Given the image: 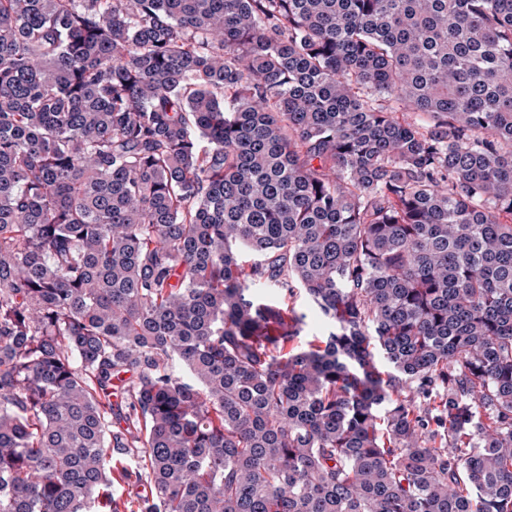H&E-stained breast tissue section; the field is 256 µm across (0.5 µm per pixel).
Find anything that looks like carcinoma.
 Segmentation results:
<instances>
[{
    "label": "carcinoma",
    "mask_w": 512,
    "mask_h": 512,
    "mask_svg": "<svg viewBox=\"0 0 512 512\" xmlns=\"http://www.w3.org/2000/svg\"><path fill=\"white\" fill-rule=\"evenodd\" d=\"M116 454L137 512H512V0H0V512ZM286 304L288 308L294 309L298 316H302V322L299 324V345L307 347L311 341L327 337L325 335L332 330L330 321L321 314L301 288L295 290Z\"/></svg>",
    "instance_id": "1"
}]
</instances>
